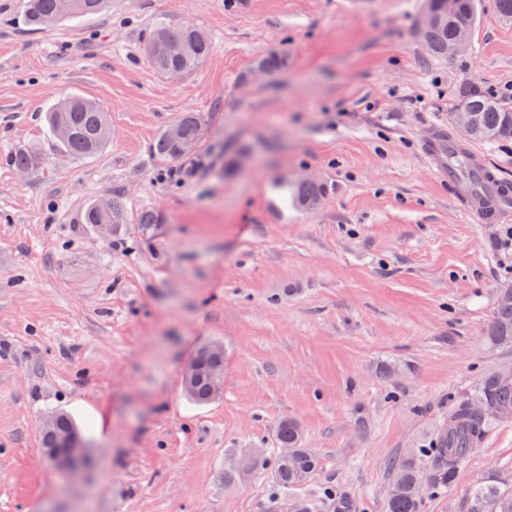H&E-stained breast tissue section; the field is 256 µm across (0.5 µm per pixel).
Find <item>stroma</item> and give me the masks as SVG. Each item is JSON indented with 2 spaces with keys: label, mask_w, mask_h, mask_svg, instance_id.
I'll list each match as a JSON object with an SVG mask.
<instances>
[{
  "label": "stroma",
  "mask_w": 512,
  "mask_h": 512,
  "mask_svg": "<svg viewBox=\"0 0 512 512\" xmlns=\"http://www.w3.org/2000/svg\"><path fill=\"white\" fill-rule=\"evenodd\" d=\"M0 0V512H286L265 471L224 484L240 448L274 456L296 421L348 512H385L391 465L423 456L455 400L512 347L482 333L499 288L512 208L484 224L422 155L455 87L481 79L512 108V20L479 0L467 50L435 58L423 0H109L90 20L41 30ZM203 29L194 71L157 74L142 46L157 21ZM288 57L255 73L268 53ZM80 95L111 139L69 158L46 112ZM203 115L196 152L151 151L180 113ZM41 153L20 173L18 149ZM315 175L331 191L302 211L276 185ZM123 202L101 230L83 214ZM152 209L161 223L138 224ZM224 346L215 401L187 398L182 370ZM70 414L95 467L65 479L42 456L43 416ZM512 488V419L493 421L423 512H468L474 487ZM84 223L99 224L107 229V224L125 223V210L123 205L111 198L93 200L84 215Z\"/></svg>",
  "instance_id": "obj_1"
}]
</instances>
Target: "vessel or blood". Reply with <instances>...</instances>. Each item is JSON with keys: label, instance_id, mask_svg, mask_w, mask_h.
Wrapping results in <instances>:
<instances>
[{"label": "vessel or blood", "instance_id": "b4317fda", "mask_svg": "<svg viewBox=\"0 0 512 512\" xmlns=\"http://www.w3.org/2000/svg\"><path fill=\"white\" fill-rule=\"evenodd\" d=\"M422 149L441 180L458 190L461 205L477 207L483 222L494 223L500 219L505 206L512 202V187L499 180L482 158L469 155L474 178L463 184L456 175L455 165L461 147L444 128L432 129Z\"/></svg>", "mask_w": 512, "mask_h": 512}]
</instances>
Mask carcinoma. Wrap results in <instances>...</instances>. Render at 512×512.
Returning <instances> with one entry per match:
<instances>
[{"mask_svg": "<svg viewBox=\"0 0 512 512\" xmlns=\"http://www.w3.org/2000/svg\"><path fill=\"white\" fill-rule=\"evenodd\" d=\"M105 0H26L23 18L31 29L44 28V19L58 20L85 17L98 13ZM477 0H460V8L452 17L420 31L422 40L431 48L435 57L448 55V43L456 30L475 22ZM211 42L198 27L187 29L180 24L158 23L144 44V53L155 72L165 76L172 69L186 74L194 70L209 54ZM455 111L469 114L473 122L470 139L495 144L512 140V109L503 106L494 93L486 90L484 83L474 78L460 80L456 87ZM203 122L201 114L184 112L178 124L187 139L198 135ZM50 135H55L57 124H66L71 136L64 141L55 140L60 153L71 157H91L97 154L110 137L108 113L97 103L71 96L47 112ZM151 151L156 159L169 161L180 158L178 145L167 131H162L154 141ZM18 170H33L42 163L40 153L21 150L10 157ZM291 193L294 206L308 208L328 195L324 182H297L280 184ZM86 224H123V205L111 198L92 201L84 215ZM512 287L501 288L485 338L493 346L512 344V301H502ZM224 371V359L213 361L199 358L198 376L193 386L186 390L196 403L204 404L218 396L211 387L209 373L212 368ZM504 411L512 412V381L505 382L495 374L485 379L474 393L459 399L448 415V422L435 437L432 446L425 449L431 460L432 472L423 476L416 470L412 459L398 463L393 469L390 489L387 492L386 512H421L422 493L425 486L446 489L456 471L463 467L474 448L483 440L491 419ZM275 441L281 448L293 449L292 454L280 453L273 458L263 456L251 463L250 468L262 467L271 482L288 495L306 485L320 466L319 457L310 448L301 447L300 429L292 420L280 423ZM470 512H512V491L502 488L495 481L479 484L471 493Z\"/></svg>", "mask_w": 512, "mask_h": 512, "instance_id": "carcinoma-1", "label": "carcinoma"}]
</instances>
